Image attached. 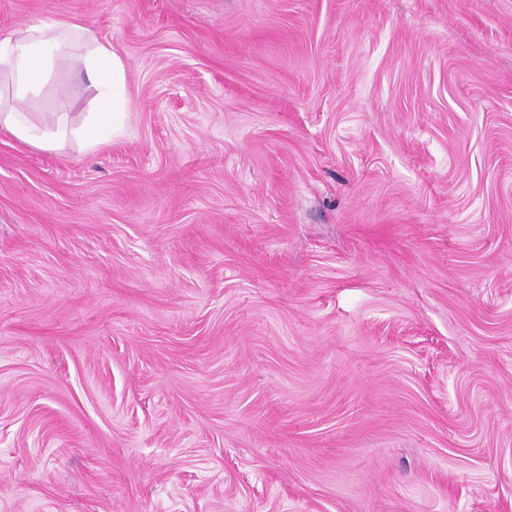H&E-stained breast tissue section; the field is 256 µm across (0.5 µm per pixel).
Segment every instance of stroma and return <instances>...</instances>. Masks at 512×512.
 <instances>
[{"label": "stroma", "instance_id": "obj_1", "mask_svg": "<svg viewBox=\"0 0 512 512\" xmlns=\"http://www.w3.org/2000/svg\"><path fill=\"white\" fill-rule=\"evenodd\" d=\"M128 64L0 131V512H512V0H0Z\"/></svg>", "mask_w": 512, "mask_h": 512}]
</instances>
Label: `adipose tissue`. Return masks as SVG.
I'll list each match as a JSON object with an SVG mask.
<instances>
[{
	"instance_id": "1",
	"label": "adipose tissue",
	"mask_w": 512,
	"mask_h": 512,
	"mask_svg": "<svg viewBox=\"0 0 512 512\" xmlns=\"http://www.w3.org/2000/svg\"><path fill=\"white\" fill-rule=\"evenodd\" d=\"M64 65L72 76L64 97L91 95L95 111L79 123L64 108L51 122H34L25 104L38 100ZM126 77V62L111 42L74 20H39L0 33V130L45 151L63 150L71 141L96 148L123 130L130 104Z\"/></svg>"
}]
</instances>
